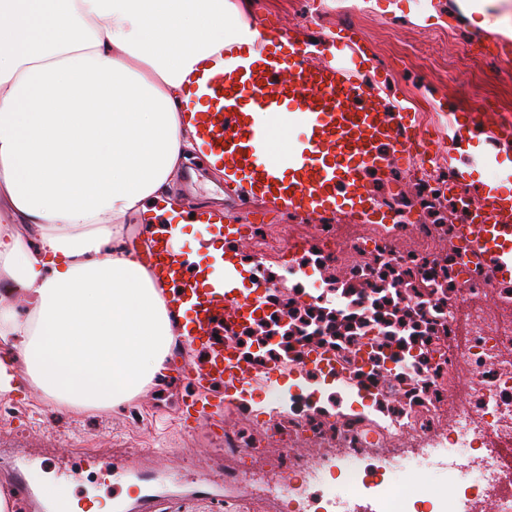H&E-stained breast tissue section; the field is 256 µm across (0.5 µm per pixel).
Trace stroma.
<instances>
[{
	"label": "stroma",
	"mask_w": 512,
	"mask_h": 512,
	"mask_svg": "<svg viewBox=\"0 0 512 512\" xmlns=\"http://www.w3.org/2000/svg\"><path fill=\"white\" fill-rule=\"evenodd\" d=\"M255 2L260 24L277 27L301 44H348L358 76L376 89L386 111L431 112L440 120L451 113L469 115L483 129L512 119V52L502 51L500 34L453 21L459 11L457 0H349L354 17L346 27L329 19L308 22L319 0ZM485 52L498 56V70L483 69L479 56ZM496 147L494 140L476 138L469 152L452 155L447 139L438 136L432 151L445 157L446 173L468 168L472 180L485 182L494 172L485 166L484 157ZM172 183L181 209L189 214L221 210L242 222L256 206L251 198L226 194L223 178L206 161L197 169H178ZM267 221L287 225L293 237L310 235L312 225L321 222L336 225L344 241L369 231L368 225L346 212L320 218L273 206ZM211 243L234 267L239 294L250 292L255 277L285 272L280 259L256 256L249 241L228 243L215 236ZM200 359L197 348L174 345L166 381L145 387L132 402L113 411L78 415L47 405L41 393L29 387L0 399V462L30 457L36 471L69 485L79 507L101 502L110 504L111 512H128L138 493L135 478L114 469L113 461L124 459L163 476L161 492L175 502L171 512H224L223 501L197 496L194 489L202 480L223 484L225 470L235 465L241 487L271 501L275 512H294L295 503L276 497L287 463L270 469L236 461L225 453L223 440L212 436L207 423L192 429L183 424L178 401L192 390L178 369ZM304 380V371L297 367L258 369L251 384L236 391L239 409L225 414V432L237 431L252 418L271 427L278 416L275 398Z\"/></svg>",
	"instance_id": "35a3bbf8"
}]
</instances>
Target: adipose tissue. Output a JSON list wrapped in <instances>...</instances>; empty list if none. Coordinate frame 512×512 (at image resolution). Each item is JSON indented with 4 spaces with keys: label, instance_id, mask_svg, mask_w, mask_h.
I'll use <instances>...</instances> for the list:
<instances>
[{
    "label": "adipose tissue",
    "instance_id": "adipose-tissue-1",
    "mask_svg": "<svg viewBox=\"0 0 512 512\" xmlns=\"http://www.w3.org/2000/svg\"><path fill=\"white\" fill-rule=\"evenodd\" d=\"M260 35L236 0H0V284L29 302L0 300V397L106 410L167 371L163 289L116 242L131 221L182 246L188 78Z\"/></svg>",
    "mask_w": 512,
    "mask_h": 512
}]
</instances>
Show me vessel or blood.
<instances>
[{"instance_id": "b4317fda", "label": "vessel or blood", "mask_w": 512, "mask_h": 512, "mask_svg": "<svg viewBox=\"0 0 512 512\" xmlns=\"http://www.w3.org/2000/svg\"><path fill=\"white\" fill-rule=\"evenodd\" d=\"M185 111L202 152L224 168V186L311 215L346 208L373 224L391 214L372 203L366 178L390 161L410 160L426 149L417 122L405 112H384L345 57L310 63L304 49L261 45L226 49L197 69L187 86ZM502 179L482 184L475 207L459 230L465 244L462 265L479 267L491 285L512 283V155L495 159ZM196 222L217 229L227 240L240 237L232 217L200 212ZM152 273L174 290L176 312L184 313L189 343L199 344L204 362L184 370L200 396L183 402L184 420L222 429L224 397L216 385L238 388L253 377L250 365L231 356L212 326L248 318L251 299H239L205 267L190 268L168 237L154 240ZM10 485L23 512L39 506L26 462L10 463ZM134 512H153L156 479L141 472Z\"/></svg>"}]
</instances>
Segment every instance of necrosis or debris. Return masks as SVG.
<instances>
[{"instance_id":"1","label":"necrosis or debris","mask_w":512,"mask_h":512,"mask_svg":"<svg viewBox=\"0 0 512 512\" xmlns=\"http://www.w3.org/2000/svg\"><path fill=\"white\" fill-rule=\"evenodd\" d=\"M407 175L419 194L411 203L398 189L383 198L396 221L349 240L353 261L345 278L309 288L310 273L343 255L336 226L315 225V244H303L288 263L295 278L290 291L269 286V299L252 317L223 329L225 347L251 365L298 366L321 350L346 374L331 408H309L300 395L289 400L272 436L251 424L224 438L225 447L253 459L272 441L289 448L296 512H348L352 498L377 501L383 512H459L460 498L479 495L490 512H512V466L504 462L512 444V362L503 358L512 349V319L498 321L491 333L472 323L467 342L456 341L461 302L483 294L511 307L512 284L492 286L480 273L462 272L454 225L430 221L439 203L468 207L464 196L449 195L440 157L416 154ZM409 234L420 250H396ZM439 239L450 242L442 259L434 252ZM463 365L473 372L471 389L446 424L443 412ZM354 388L365 389L366 409L347 407L346 392ZM309 446L325 449V456L306 463L301 450ZM461 452L468 455L464 467L455 459ZM434 465L447 467L448 478L427 497L405 498L387 478ZM331 469L346 498L329 499Z\"/></svg>"}]
</instances>
